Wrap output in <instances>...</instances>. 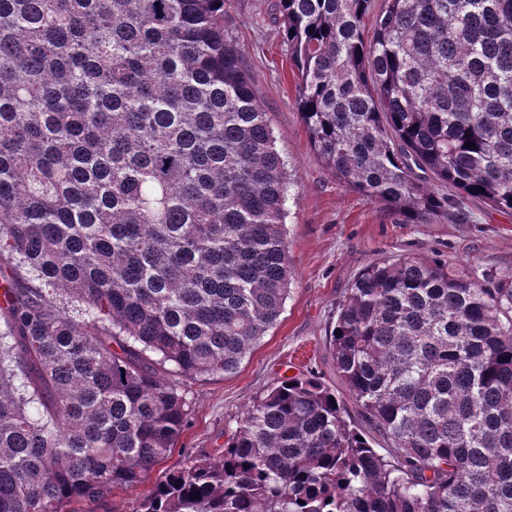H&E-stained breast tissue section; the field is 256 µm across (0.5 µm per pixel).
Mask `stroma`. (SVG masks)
<instances>
[{
  "mask_svg": "<svg viewBox=\"0 0 512 512\" xmlns=\"http://www.w3.org/2000/svg\"><path fill=\"white\" fill-rule=\"evenodd\" d=\"M228 10L232 37L291 178L293 198L286 204L288 254L295 271L291 293L277 324L235 373L185 381L188 424L140 485L114 490L93 503L72 502L69 512H137L165 473L189 458L222 452L246 405L280 376H315L341 398L351 420L361 422L360 409L336 372L329 342L345 289L370 261L412 254L512 274L511 215L471 199L468 223L405 224L383 205L339 184L314 155L296 110V70L288 62L276 0H231Z\"/></svg>",
  "mask_w": 512,
  "mask_h": 512,
  "instance_id": "1",
  "label": "stroma"
}]
</instances>
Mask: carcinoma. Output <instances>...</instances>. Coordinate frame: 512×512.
<instances>
[{
    "label": "carcinoma",
    "instance_id": "1",
    "mask_svg": "<svg viewBox=\"0 0 512 512\" xmlns=\"http://www.w3.org/2000/svg\"><path fill=\"white\" fill-rule=\"evenodd\" d=\"M229 0H0V512L137 487L279 319L290 189ZM278 0L311 148L408 224L512 213V0ZM314 377L273 382L137 512H512V275L366 264Z\"/></svg>",
    "mask_w": 512,
    "mask_h": 512
}]
</instances>
